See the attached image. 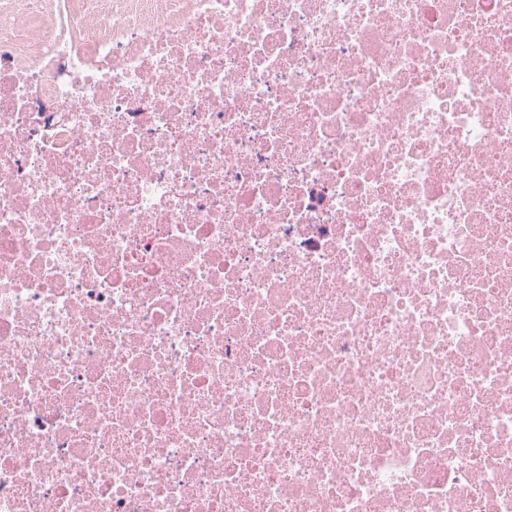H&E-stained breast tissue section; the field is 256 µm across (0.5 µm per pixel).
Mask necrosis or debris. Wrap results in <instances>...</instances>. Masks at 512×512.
<instances>
[{
  "label": "necrosis or debris",
  "instance_id": "1",
  "mask_svg": "<svg viewBox=\"0 0 512 512\" xmlns=\"http://www.w3.org/2000/svg\"><path fill=\"white\" fill-rule=\"evenodd\" d=\"M0 512H512V0H0Z\"/></svg>",
  "mask_w": 512,
  "mask_h": 512
}]
</instances>
